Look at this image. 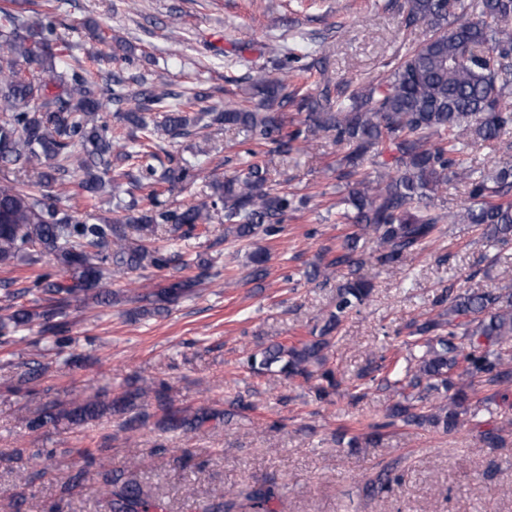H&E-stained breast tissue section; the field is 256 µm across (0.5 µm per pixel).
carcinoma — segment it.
I'll return each mask as SVG.
<instances>
[{"label": "carcinoma", "instance_id": "1", "mask_svg": "<svg viewBox=\"0 0 512 512\" xmlns=\"http://www.w3.org/2000/svg\"><path fill=\"white\" fill-rule=\"evenodd\" d=\"M402 23L424 27L427 37L387 64V70L364 88L347 92L320 70L315 93H283V83L263 71L249 77L251 107H227L213 121L234 130L257 147L272 145L279 154L296 143L332 134L344 152L336 160V187L347 190L336 223L355 230L336 237L306 277L328 280L345 267L348 276L336 287L334 310L311 339L290 345L272 343L249 353L245 363L255 375L281 374L313 385L323 401L341 382L328 368L334 333L342 318L369 299L372 284L359 275L368 263L391 272L405 270L417 248L436 238L438 225L472 224L495 244L512 241V161L504 159L486 171L468 160L477 144L502 141L512 130V0H398ZM40 16L0 7V264L21 256L30 264L54 257L58 271L35 276L31 290L50 295L38 311L20 307L9 319L17 326L38 318L56 333L58 344L70 338L63 312L73 298L105 304L117 294L103 288L107 272L161 271L175 257L159 245V233L193 234L222 215L224 234L244 241L262 232L272 236L290 214L301 211L306 197L269 184L267 170L248 164L241 175L217 180L211 193L182 207L160 200L164 185L185 181L193 165L183 159L158 170L155 131L171 138L193 134L197 117L190 109L203 97L166 89L160 80L148 88L127 91L94 68L99 53L87 51L90 65L70 63L71 44L51 38ZM173 98L161 119L147 122L145 112ZM130 100L134 107L118 113L119 122L141 131L128 135L100 120L108 103ZM290 105L302 115L288 121ZM377 175L363 173L366 161ZM78 195L92 205L99 194L116 200L119 218L92 222L70 203L74 176ZM467 186L470 204L448 215L436 203L451 182ZM146 191L149 207L121 197L124 183ZM252 280L265 278L267 255L250 256ZM199 277L157 284L137 300L162 313L179 298L192 294ZM438 310L412 320L402 340L409 353L403 378L389 380L386 358L370 362L365 376L395 386L398 400L387 421L368 426L364 436L340 435L347 448L380 441L382 430L397 423L449 433L467 416L498 404L499 392L471 403L478 380L492 387L512 382V289L475 291L448 288L434 302ZM162 412L165 429L204 433L220 414L200 408L175 410L169 387L141 386L112 402L117 412H130L129 438L151 414L148 399ZM98 401L68 407L44 405L28 420L38 429L62 422L78 425L103 413ZM112 512H166L159 499L145 495L130 480L111 479ZM238 495L215 487L203 512H237ZM274 492L263 486L244 494L252 512H270Z\"/></svg>", "mask_w": 512, "mask_h": 512}]
</instances>
